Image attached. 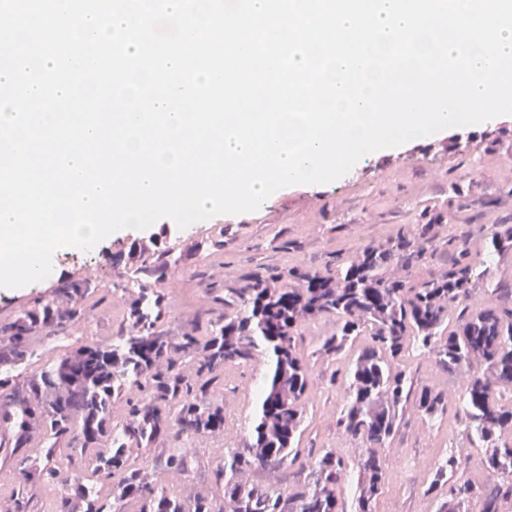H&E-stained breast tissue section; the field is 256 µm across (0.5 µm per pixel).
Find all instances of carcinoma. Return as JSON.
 Wrapping results in <instances>:
<instances>
[{
    "instance_id": "1",
    "label": "carcinoma",
    "mask_w": 512,
    "mask_h": 512,
    "mask_svg": "<svg viewBox=\"0 0 512 512\" xmlns=\"http://www.w3.org/2000/svg\"><path fill=\"white\" fill-rule=\"evenodd\" d=\"M486 235L487 253L478 263L459 225L427 222L323 269L257 268L232 286L212 282L209 294L220 314L208 320L205 336L164 328L166 284L197 250L174 257L157 245L118 248L112 264L124 275L112 282V294L120 295L126 314L116 340L77 345L21 384L0 378V428L12 432L11 447L36 439L43 448L38 463L21 457L25 483L53 484L70 473L72 492L60 497L58 512H105L92 483L99 475L112 487V504L135 497L140 512H377L384 486L380 450L405 414L429 423L447 413L448 395L416 383L404 364L406 353L421 351L464 377L456 399L459 436L482 452L467 461L455 451L441 457L424 494L448 486L435 512H469L472 504L478 512H503V503L512 501V279L494 268L512 253V224H493ZM440 251L451 256L450 265L420 275ZM99 288L92 278L67 279L53 298H37L0 323V365L23 361L39 333L55 336L82 325ZM318 320L333 321L336 330L307 354L302 329ZM358 336L370 341L349 366L336 427L362 453L347 461L332 448L311 450L308 473L288 487L254 483L252 471L282 472L300 458L311 359L336 361ZM261 361L266 371L259 377L258 412L241 444L224 449V463L213 471L221 500L159 485L156 474L185 475L194 467L195 454L182 438L224 433V368ZM58 448L72 449L64 468ZM89 448L96 449L91 476L80 465ZM131 448L160 452L132 468ZM473 463L494 482L478 486L465 477ZM352 471L357 489L348 509L340 488Z\"/></svg>"
}]
</instances>
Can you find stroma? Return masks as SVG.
I'll return each mask as SVG.
<instances>
[{
    "mask_svg": "<svg viewBox=\"0 0 512 512\" xmlns=\"http://www.w3.org/2000/svg\"><path fill=\"white\" fill-rule=\"evenodd\" d=\"M465 224L466 245L475 258L486 249L485 225L512 224V115L488 127L452 131L444 137L416 142L402 150L370 156L359 166L331 184L297 186L277 194L258 212L218 215L186 229L156 224L123 236L124 244L155 239L174 253L217 235L224 238V251L217 255L199 252L194 262L179 265L167 289L171 306L166 326L170 331L204 330L211 306L206 282L234 283L254 267H322L335 253H347L368 243H382L405 226L423 222ZM112 240L103 241L88 252L62 250L55 253L51 279L15 289H0V321L12 318L34 298L52 297L61 280L93 275L112 283L116 275L101 265L103 252ZM123 319L120 299L105 297L95 308L87 325L69 336L34 337L32 357L4 370L24 382L46 360L68 352L73 346L108 342ZM336 382L328 384L325 365L315 367L312 377L313 405L308 408L309 426L303 448L347 450L336 418L346 397L348 361L336 364ZM256 371L230 367L224 372L223 436L199 440L195 466L178 477L163 473L161 485L179 491H196L210 485L213 469L223 461L225 446L239 442L242 424L250 417L254 403ZM457 408L449 406L443 420L425 424L407 414L390 447L382 452L386 460L385 484L378 512H434L423 486L433 472L432 465L450 447L457 431ZM402 449V462H395L394 449ZM26 489L43 509L52 512L58 491L48 485L25 486L18 462L0 460V496L15 497Z\"/></svg>",
    "mask_w": 512,
    "mask_h": 512,
    "instance_id": "35a3bbf8",
    "label": "stroma"
}]
</instances>
